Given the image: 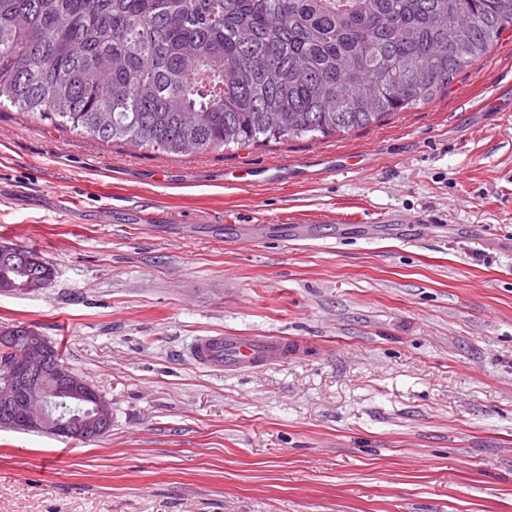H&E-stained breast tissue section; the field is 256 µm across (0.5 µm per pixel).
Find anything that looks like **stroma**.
<instances>
[{"mask_svg":"<svg viewBox=\"0 0 512 512\" xmlns=\"http://www.w3.org/2000/svg\"><path fill=\"white\" fill-rule=\"evenodd\" d=\"M0 294L112 409L0 430V512H512V31L429 104L190 155L0 110ZM276 336L264 368L199 337ZM12 248L32 258L35 268L32 270L30 266L20 263H0L1 293L29 294L45 288L53 277L52 267L31 250L21 247ZM300 345L288 339L251 336H205L197 340L191 351L192 360L220 370H256L271 362L285 361L297 355Z\"/></svg>","mask_w":512,"mask_h":512,"instance_id":"obj_1","label":"stroma"}]
</instances>
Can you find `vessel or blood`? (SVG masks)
I'll return each instance as SVG.
<instances>
[{
	"label": "vessel or blood",
	"instance_id": "obj_1",
	"mask_svg": "<svg viewBox=\"0 0 512 512\" xmlns=\"http://www.w3.org/2000/svg\"><path fill=\"white\" fill-rule=\"evenodd\" d=\"M299 351V345L285 339L216 335L198 339L191 358L197 364L220 370H256L288 360Z\"/></svg>",
	"mask_w": 512,
	"mask_h": 512
}]
</instances>
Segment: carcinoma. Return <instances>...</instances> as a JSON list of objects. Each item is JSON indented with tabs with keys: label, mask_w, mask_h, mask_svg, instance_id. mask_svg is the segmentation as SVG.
Returning a JSON list of instances; mask_svg holds the SVG:
<instances>
[{
	"label": "carcinoma",
	"mask_w": 512,
	"mask_h": 512,
	"mask_svg": "<svg viewBox=\"0 0 512 512\" xmlns=\"http://www.w3.org/2000/svg\"><path fill=\"white\" fill-rule=\"evenodd\" d=\"M512 0H0V108L170 154L328 137L432 102ZM0 263V291L52 267Z\"/></svg>",
	"instance_id": "1"
}]
</instances>
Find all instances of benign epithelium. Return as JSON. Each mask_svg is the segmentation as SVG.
<instances>
[{
  "instance_id": "obj_1",
  "label": "benign epithelium",
  "mask_w": 512,
  "mask_h": 512,
  "mask_svg": "<svg viewBox=\"0 0 512 512\" xmlns=\"http://www.w3.org/2000/svg\"><path fill=\"white\" fill-rule=\"evenodd\" d=\"M0 339L17 344L13 355L0 358V409L9 410L18 394H23L22 414L25 424L36 428H50L72 440L78 435L84 440H95L109 433L112 410L102 397L94 399L90 417L84 420L58 416L54 402L68 396L83 395L84 378L62 363L48 360L50 342L37 330L30 328L24 336L16 335V328H0Z\"/></svg>"
}]
</instances>
